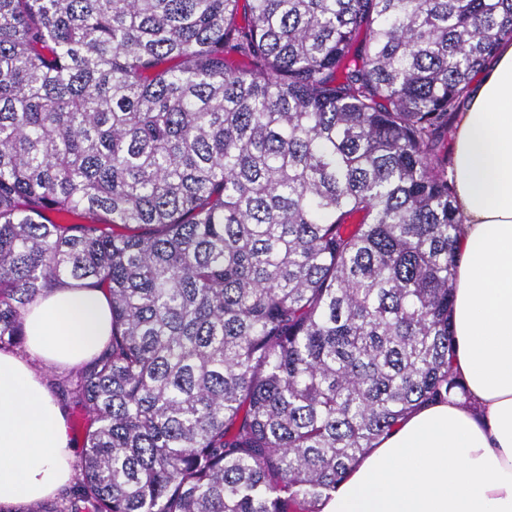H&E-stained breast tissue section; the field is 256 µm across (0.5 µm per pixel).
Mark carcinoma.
Masks as SVG:
<instances>
[{
  "mask_svg": "<svg viewBox=\"0 0 512 512\" xmlns=\"http://www.w3.org/2000/svg\"><path fill=\"white\" fill-rule=\"evenodd\" d=\"M512 0H0V350L62 281L112 336L53 379L62 499L320 512L460 386L441 145Z\"/></svg>",
  "mask_w": 512,
  "mask_h": 512,
  "instance_id": "carcinoma-1",
  "label": "carcinoma"
}]
</instances>
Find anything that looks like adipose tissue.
Returning a JSON list of instances; mask_svg holds the SVG:
<instances>
[{
  "instance_id": "1",
  "label": "adipose tissue",
  "mask_w": 512,
  "mask_h": 512,
  "mask_svg": "<svg viewBox=\"0 0 512 512\" xmlns=\"http://www.w3.org/2000/svg\"><path fill=\"white\" fill-rule=\"evenodd\" d=\"M448 177L463 217L452 366L461 386L409 413L324 499L322 512H512V40L470 84ZM23 353L0 352V504L55 496L78 448L44 369L98 355L109 298L65 283L24 319Z\"/></svg>"
}]
</instances>
